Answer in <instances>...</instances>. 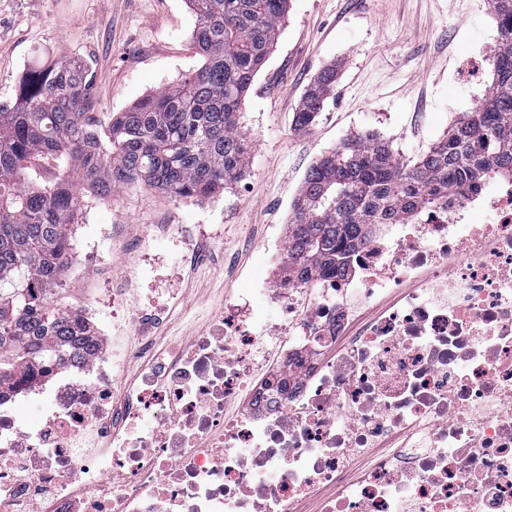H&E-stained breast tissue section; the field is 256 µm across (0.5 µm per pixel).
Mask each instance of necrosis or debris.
Returning <instances> with one entry per match:
<instances>
[{
  "mask_svg": "<svg viewBox=\"0 0 512 512\" xmlns=\"http://www.w3.org/2000/svg\"><path fill=\"white\" fill-rule=\"evenodd\" d=\"M111 291V328L0 401V512H512V175L374 231L318 293L238 294L168 360L161 308Z\"/></svg>",
  "mask_w": 512,
  "mask_h": 512,
  "instance_id": "1",
  "label": "necrosis or debris"
}]
</instances>
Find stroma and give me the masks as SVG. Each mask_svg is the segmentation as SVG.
<instances>
[{
  "mask_svg": "<svg viewBox=\"0 0 512 512\" xmlns=\"http://www.w3.org/2000/svg\"><path fill=\"white\" fill-rule=\"evenodd\" d=\"M193 26L185 0H0V104L47 53L93 63L95 113L108 121L197 69ZM497 38L489 0L469 7L459 0H290L241 114L246 175L201 200L129 184L90 203L72 229L56 303L94 307L111 323L109 280L80 275L88 266L131 273L134 257L122 238L148 234V249L160 258L153 296L168 316L152 343L172 356L209 329L225 299L279 275L271 254L285 243L290 205L322 153L366 133L406 158L427 151L475 109L492 79V62L461 54L460 44L492 49ZM331 64L339 72L334 98L313 127L297 131L293 114L307 86ZM168 234L208 250L210 261L169 250Z\"/></svg>",
  "mask_w": 512,
  "mask_h": 512,
  "instance_id": "stroma-1",
  "label": "stroma"
}]
</instances>
